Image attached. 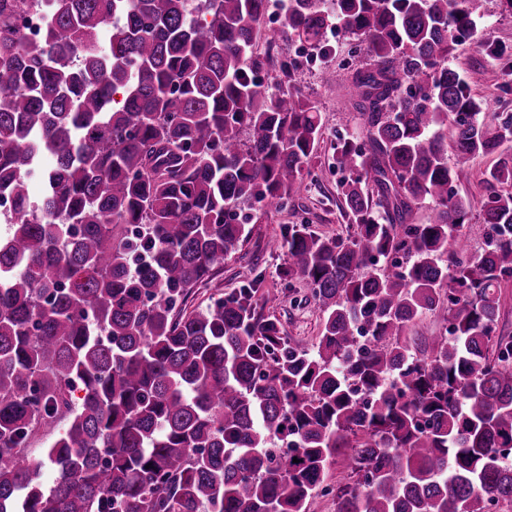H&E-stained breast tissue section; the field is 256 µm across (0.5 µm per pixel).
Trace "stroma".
Instances as JSON below:
<instances>
[{
    "mask_svg": "<svg viewBox=\"0 0 512 512\" xmlns=\"http://www.w3.org/2000/svg\"><path fill=\"white\" fill-rule=\"evenodd\" d=\"M489 41L507 46V54L497 60L489 58L485 53V44ZM330 43L334 53L329 60L304 53L293 78H285L273 69L265 73L267 80L277 84L280 90L292 86L301 88L319 108L322 135L315 149L314 167L297 183V193L287 208L278 210L261 206L259 219L249 225L247 241L215 266L212 277L199 283L188 301L189 308H201L212 296L228 294L250 282H257L259 297L269 298V307L285 333L309 343L315 342L320 334L316 306L302 280L290 281L284 277L285 257L274 250L271 243L286 224H307L323 236L341 233L347 224L336 186L339 176L331 168V155L338 137L354 138L361 145L367 142L366 134L360 128L359 114L355 112L346 89L350 75L363 67L367 58L358 50L352 37H334ZM448 65L483 98L486 121H494L502 102L512 103V14L503 11L500 0H488L487 14L479 23L477 33L455 46ZM329 66L338 70L339 81H323V71ZM495 161L492 155L471 160L464 165L457 185L459 195L471 205L469 222L463 231L472 235V246L477 250L484 245L478 234V214L484 195L483 174Z\"/></svg>",
    "mask_w": 512,
    "mask_h": 512,
    "instance_id": "stroma-1",
    "label": "stroma"
}]
</instances>
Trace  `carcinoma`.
Listing matches in <instances>:
<instances>
[{"mask_svg": "<svg viewBox=\"0 0 512 512\" xmlns=\"http://www.w3.org/2000/svg\"><path fill=\"white\" fill-rule=\"evenodd\" d=\"M485 2L288 0L284 45L327 54L334 21L369 59L349 81L368 149L335 147L346 232L274 241L319 312L312 347L254 283L187 310L245 239L234 209L286 204L321 136L306 94L258 77L297 70L254 54L268 0H49L38 45L12 22L29 0L0 6V512L512 506V113L480 120L448 68ZM493 154L473 254L455 186ZM425 314L444 330L407 336Z\"/></svg>", "mask_w": 512, "mask_h": 512, "instance_id": "cac0c4a2", "label": "carcinoma"}]
</instances>
